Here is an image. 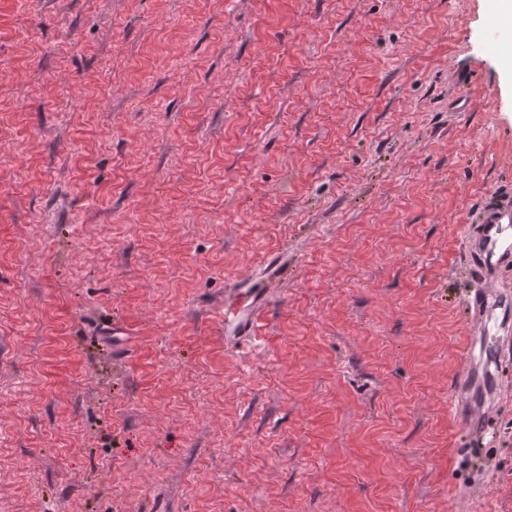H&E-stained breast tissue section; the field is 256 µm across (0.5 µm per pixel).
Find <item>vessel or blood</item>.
<instances>
[{
    "label": "vessel or blood",
    "instance_id": "vessel-or-blood-1",
    "mask_svg": "<svg viewBox=\"0 0 512 512\" xmlns=\"http://www.w3.org/2000/svg\"><path fill=\"white\" fill-rule=\"evenodd\" d=\"M468 249L477 256L489 276L512 268V204H499L484 210L476 235L468 242ZM466 309L474 333H481L491 325L503 334L512 333V296L481 288L471 294ZM466 359L467 365L454 399L458 407L473 391L491 392L495 383L493 374L478 363L474 347H467Z\"/></svg>",
    "mask_w": 512,
    "mask_h": 512
}]
</instances>
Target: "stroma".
<instances>
[{"instance_id": "1", "label": "stroma", "mask_w": 512, "mask_h": 512, "mask_svg": "<svg viewBox=\"0 0 512 512\" xmlns=\"http://www.w3.org/2000/svg\"><path fill=\"white\" fill-rule=\"evenodd\" d=\"M498 13L0 0V512H512V358L451 405Z\"/></svg>"}]
</instances>
